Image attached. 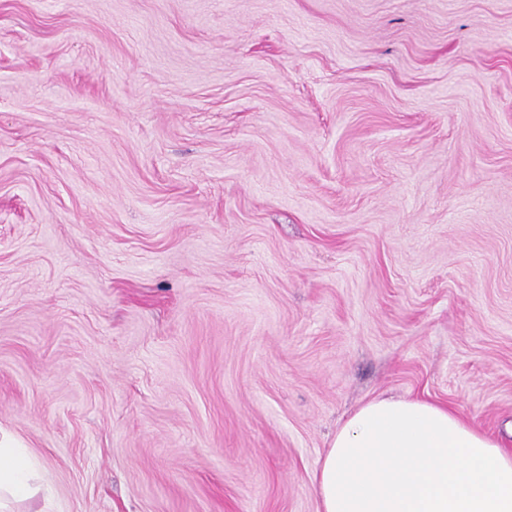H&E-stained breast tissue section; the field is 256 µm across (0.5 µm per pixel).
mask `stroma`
Returning <instances> with one entry per match:
<instances>
[{
  "label": "stroma",
  "instance_id": "1",
  "mask_svg": "<svg viewBox=\"0 0 512 512\" xmlns=\"http://www.w3.org/2000/svg\"><path fill=\"white\" fill-rule=\"evenodd\" d=\"M378 396L512 446V0H0V429L61 512H318Z\"/></svg>",
  "mask_w": 512,
  "mask_h": 512
}]
</instances>
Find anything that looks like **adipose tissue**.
Wrapping results in <instances>:
<instances>
[{
	"label": "adipose tissue",
	"instance_id": "1",
	"mask_svg": "<svg viewBox=\"0 0 512 512\" xmlns=\"http://www.w3.org/2000/svg\"><path fill=\"white\" fill-rule=\"evenodd\" d=\"M0 431V512L40 500V466ZM318 512H512V448L446 404L376 398L339 427L315 472Z\"/></svg>",
	"mask_w": 512,
	"mask_h": 512
}]
</instances>
